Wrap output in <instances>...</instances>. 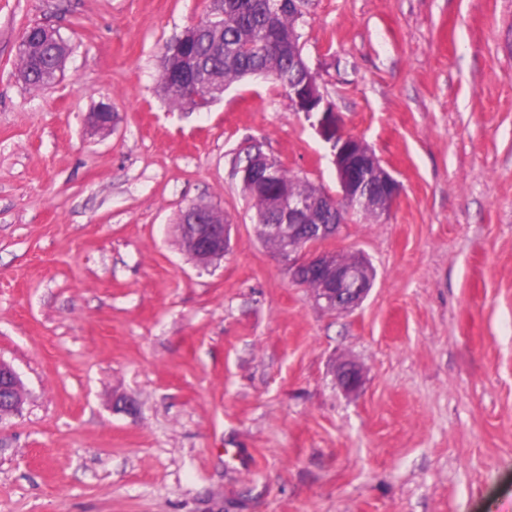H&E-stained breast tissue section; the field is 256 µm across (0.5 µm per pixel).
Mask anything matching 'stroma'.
Returning a JSON list of instances; mask_svg holds the SVG:
<instances>
[{"mask_svg":"<svg viewBox=\"0 0 512 512\" xmlns=\"http://www.w3.org/2000/svg\"><path fill=\"white\" fill-rule=\"evenodd\" d=\"M303 11L342 131L402 187L329 244L374 269L346 312L291 281L236 173L257 146L336 194L312 119L262 77L203 110L159 92L214 0H0V359L27 392L0 421V512H512V0ZM34 23L70 47L39 89ZM197 202L231 226L206 267L178 227ZM118 113L112 111V106L103 103L96 112H90L88 122L92 130L96 133L109 134L114 130L118 123ZM336 377L340 387L348 393L356 392L363 381L360 367L351 361L343 362L338 366Z\"/></svg>","mask_w":512,"mask_h":512,"instance_id":"1","label":"stroma"}]
</instances>
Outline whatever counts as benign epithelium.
Returning a JSON list of instances; mask_svg holds the SVG:
<instances>
[{"label":"benign epithelium","mask_w":512,"mask_h":512,"mask_svg":"<svg viewBox=\"0 0 512 512\" xmlns=\"http://www.w3.org/2000/svg\"><path fill=\"white\" fill-rule=\"evenodd\" d=\"M288 98L299 111L317 113L318 130L331 143L334 151L336 178L340 188L338 200L349 201L364 212L387 214L398 198V181L381 165L373 150L360 138L339 132L335 111L320 91L317 76L308 72L300 83L288 87ZM118 113L103 103L89 113L88 122L96 133L109 134L118 123ZM279 162L256 151L237 168L242 186L251 194L265 193L276 199V219L264 225V237L279 244V256L288 262L291 279L300 282L316 277L321 288L315 302L331 311H350L366 298L373 279L368 261L322 248L336 235L344 220L333 219L319 210L322 194L299 195L286 184L276 181ZM184 250L200 265L208 266L224 258L230 249V225L224 223V212L206 203H191L180 220ZM337 381L348 392L357 391L363 381L360 367L351 361L337 368ZM25 389L13 367L0 359V420L18 413L25 402Z\"/></svg>","instance_id":"1"}]
</instances>
